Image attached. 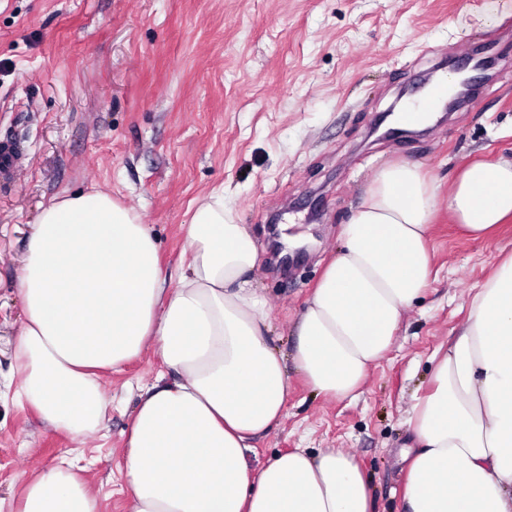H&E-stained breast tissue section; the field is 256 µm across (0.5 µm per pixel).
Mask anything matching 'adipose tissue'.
Wrapping results in <instances>:
<instances>
[{
	"label": "adipose tissue",
	"mask_w": 512,
	"mask_h": 512,
	"mask_svg": "<svg viewBox=\"0 0 512 512\" xmlns=\"http://www.w3.org/2000/svg\"><path fill=\"white\" fill-rule=\"evenodd\" d=\"M447 204L481 237L512 220V158L464 167L449 184L421 165L382 166L341 226L284 356L253 273L258 250L217 190L186 228L187 264L168 278L150 228L104 191L43 208L17 288V397L47 428L83 438L104 421L100 376L155 350L175 374L138 397L124 472L131 512H374L353 454L304 448L261 466L255 436L287 414L289 370L317 394L356 395L430 283L432 217ZM403 512H512V256L474 295L459 336L415 396ZM15 512H99L79 474H30Z\"/></svg>",
	"instance_id": "1"
}]
</instances>
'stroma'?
<instances>
[{"instance_id": "1", "label": "stroma", "mask_w": 512, "mask_h": 512, "mask_svg": "<svg viewBox=\"0 0 512 512\" xmlns=\"http://www.w3.org/2000/svg\"><path fill=\"white\" fill-rule=\"evenodd\" d=\"M463 55L489 63L475 99L421 135H388L378 120L397 94ZM6 139L23 167L0 180V507L27 472L64 461L100 512H129L122 454L137 396L173 375L149 351L109 376L106 424L78 441L17 401L16 281L42 208L108 189L150 226L174 274L189 207L224 189L259 249L275 345L291 354L293 324L381 166L416 162L446 185L470 162L512 158V0H0ZM431 247L433 277L360 393L325 398L290 372L287 415L255 440L252 464L345 448L379 512H401L406 410L512 254V223L475 239L443 208Z\"/></svg>"}]
</instances>
